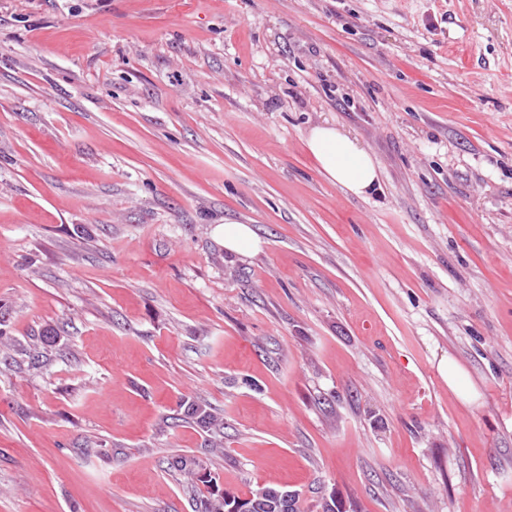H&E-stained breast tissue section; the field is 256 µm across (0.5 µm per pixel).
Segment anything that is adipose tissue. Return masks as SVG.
Masks as SVG:
<instances>
[{
	"label": "adipose tissue",
	"instance_id": "adipose-tissue-1",
	"mask_svg": "<svg viewBox=\"0 0 512 512\" xmlns=\"http://www.w3.org/2000/svg\"><path fill=\"white\" fill-rule=\"evenodd\" d=\"M305 144L319 172L346 192L365 198L378 191L379 168L372 155L339 127L316 125Z\"/></svg>",
	"mask_w": 512,
	"mask_h": 512
}]
</instances>
